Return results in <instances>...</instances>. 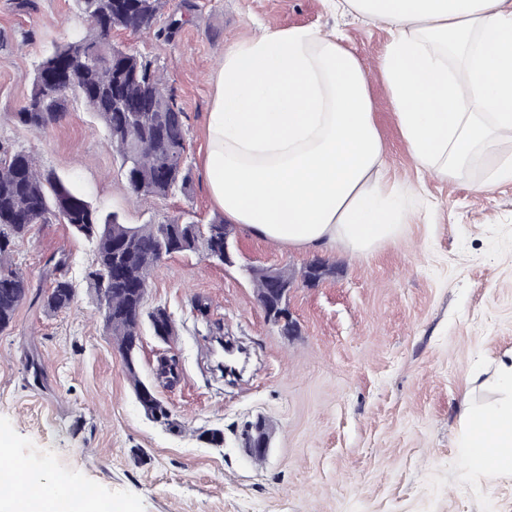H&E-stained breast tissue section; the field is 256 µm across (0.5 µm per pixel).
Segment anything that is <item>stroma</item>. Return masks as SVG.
I'll return each mask as SVG.
<instances>
[{"instance_id":"stroma-1","label":"stroma","mask_w":512,"mask_h":512,"mask_svg":"<svg viewBox=\"0 0 512 512\" xmlns=\"http://www.w3.org/2000/svg\"><path fill=\"white\" fill-rule=\"evenodd\" d=\"M12 2L0 0V147L32 153L101 214L133 226L219 217L202 167L212 76L228 47L263 27L342 36L364 68L389 174L422 199L370 254L323 253L335 273L292 288L289 338L266 322L243 269H298L314 253L241 225L232 265L195 253L163 259L147 305L171 313L177 336L165 344L142 326L140 376L177 432L145 416L103 330L85 280L93 245L57 220L34 225L11 255L30 294L0 332V461L23 463L19 481L90 490L110 512H512V477L476 472L462 418L464 395L497 400L484 382L512 352V182L483 193L417 166L378 68L383 25L327 0H167L151 30L114 34L161 71L185 112L191 181L139 203L102 122L77 98L47 132L18 124L38 64L86 26L73 0H35L29 13ZM60 274L76 296L54 313L41 298ZM208 321L251 351L235 383L214 369ZM259 417L272 428L262 461L236 436ZM209 428L223 429V446L199 440Z\"/></svg>"}]
</instances>
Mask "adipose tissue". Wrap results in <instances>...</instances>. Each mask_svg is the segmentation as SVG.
<instances>
[{
    "mask_svg": "<svg viewBox=\"0 0 512 512\" xmlns=\"http://www.w3.org/2000/svg\"><path fill=\"white\" fill-rule=\"evenodd\" d=\"M385 24L379 69L418 167L454 180L512 182V0H337ZM203 169L228 223L299 251L371 253L409 223L415 187L388 177L365 72L336 38L265 28L214 76ZM503 397L467 455L512 476V356Z\"/></svg>",
    "mask_w": 512,
    "mask_h": 512,
    "instance_id": "ef3b65f1",
    "label": "adipose tissue"
}]
</instances>
